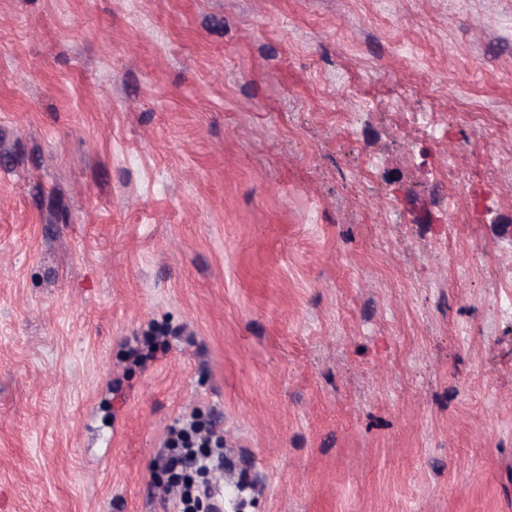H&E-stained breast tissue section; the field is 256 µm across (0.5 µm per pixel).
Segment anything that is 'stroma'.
Returning <instances> with one entry per match:
<instances>
[{
	"label": "stroma",
	"instance_id": "stroma-1",
	"mask_svg": "<svg viewBox=\"0 0 512 512\" xmlns=\"http://www.w3.org/2000/svg\"><path fill=\"white\" fill-rule=\"evenodd\" d=\"M388 2L0 0V512L189 412L224 512H512V0Z\"/></svg>",
	"mask_w": 512,
	"mask_h": 512
}]
</instances>
